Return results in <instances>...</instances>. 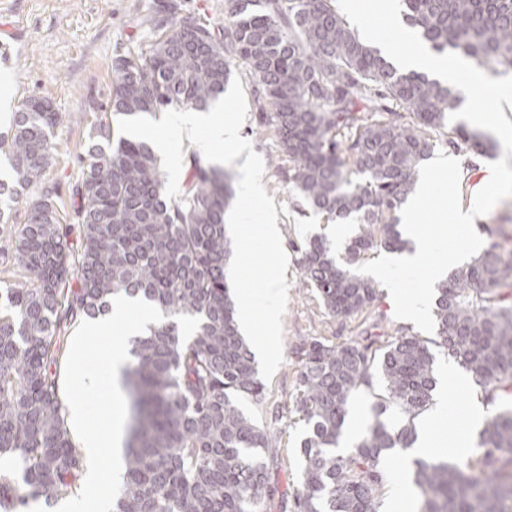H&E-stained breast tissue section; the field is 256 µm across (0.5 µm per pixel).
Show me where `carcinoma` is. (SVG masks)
<instances>
[{"instance_id":"cac0c4a2","label":"carcinoma","mask_w":512,"mask_h":512,"mask_svg":"<svg viewBox=\"0 0 512 512\" xmlns=\"http://www.w3.org/2000/svg\"><path fill=\"white\" fill-rule=\"evenodd\" d=\"M407 25L428 48L463 53L493 75H512V0H402ZM153 0L143 23L149 50L114 63L110 107L140 120L174 106L207 109L231 67L245 69L259 123L273 128L288 180L330 221L359 234L339 252L322 238L296 246L299 267L333 316L369 309L376 281L354 268L378 250L402 251L399 211L438 143L477 152L486 143L448 126L459 99L450 86L404 72L362 42L332 0H224V28ZM22 103L0 152L13 176L0 180V224L32 187L27 220L5 241L23 278L0 289V512L31 501L52 507L81 488L83 457L64 414L61 328L110 309L117 295L143 297L164 319L130 341L125 473L113 512H272L276 433L243 408L266 387L239 336L226 280L231 242L224 214L231 177L193 154L176 200L165 193L156 147L100 122L69 194L81 224L71 238L55 187L43 184L59 113L48 99ZM434 339L398 332L380 341L303 339L294 412L301 489L292 512H380L384 459L416 444L420 417L439 386L437 356L462 368L495 414L466 461L416 458L411 482L420 512H512V254L492 243L437 288ZM191 319L194 337H181ZM371 391V417L339 453L352 401Z\"/></svg>"}]
</instances>
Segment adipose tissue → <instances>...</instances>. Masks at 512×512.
Returning a JSON list of instances; mask_svg holds the SVG:
<instances>
[{
	"instance_id": "obj_1",
	"label": "adipose tissue",
	"mask_w": 512,
	"mask_h": 512,
	"mask_svg": "<svg viewBox=\"0 0 512 512\" xmlns=\"http://www.w3.org/2000/svg\"><path fill=\"white\" fill-rule=\"evenodd\" d=\"M177 132L164 150L169 162L178 163L186 143L196 141L200 126H207L211 141L221 142L233 147L234 158L238 163L240 178L238 181V195L247 202L253 201L256 196L257 173L250 161L249 149L241 138L239 127L233 123L224 122L218 116L202 119L199 111L188 109L176 113L174 119Z\"/></svg>"
}]
</instances>
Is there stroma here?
<instances>
[{"instance_id": "stroma-1", "label": "stroma", "mask_w": 512, "mask_h": 512, "mask_svg": "<svg viewBox=\"0 0 512 512\" xmlns=\"http://www.w3.org/2000/svg\"><path fill=\"white\" fill-rule=\"evenodd\" d=\"M153 0H0V25L14 33L11 65L0 66V127L8 125L21 101L49 99L60 116L54 129V159L44 181L56 186L66 223H75L69 187L81 172L88 134L99 120L110 118L113 62L116 58L148 49L156 36L141 24ZM225 120L238 124L241 136L259 164L257 202L246 208L249 219L244 240L235 244L242 255L239 287L261 294L262 282L273 275L284 281L278 300L279 322L268 328L263 312L254 315L255 330L276 354V365L258 362L267 389L263 404L245 403V410L260 423L270 421L271 402L283 404L278 422L282 464L271 475L281 494L293 499L300 489V457L296 447L305 430L292 408L301 357L295 346L303 338H324L341 344L357 341L362 329L375 327L378 335L403 330L417 334L409 321L396 319L388 290H381L368 312L333 316L325 312L297 265L295 244L325 237L340 246L358 233V224L339 226L327 222L296 196L288 181V161L281 157L273 129L260 126L251 85L233 72L220 108ZM274 212L281 235L263 243L260 231L267 212ZM445 396V417L438 431L441 444L459 437L458 422L470 405L481 403L473 384H460L448 376L440 384Z\"/></svg>"}]
</instances>
